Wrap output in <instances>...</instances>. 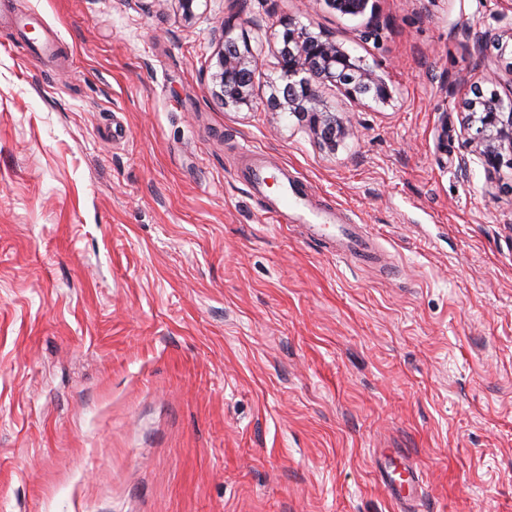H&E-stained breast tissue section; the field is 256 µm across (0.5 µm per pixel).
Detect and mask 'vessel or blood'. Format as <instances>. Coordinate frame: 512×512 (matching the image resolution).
<instances>
[{"label":"vessel or blood","mask_w":512,"mask_h":512,"mask_svg":"<svg viewBox=\"0 0 512 512\" xmlns=\"http://www.w3.org/2000/svg\"><path fill=\"white\" fill-rule=\"evenodd\" d=\"M247 163L240 176L253 194H262L270 174L252 147H245ZM270 213L300 224L309 238L322 242L329 252L369 263L375 259L378 243L368 237L362 225L340 224L333 211L313 204L300 178L287 177L280 183L277 200L271 201ZM381 480L393 498H401L402 488H417L420 476L413 468H406L403 479H395L392 470H383Z\"/></svg>","instance_id":"1"}]
</instances>
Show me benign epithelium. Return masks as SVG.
Instances as JSON below:
<instances>
[{
  "label": "benign epithelium",
  "mask_w": 512,
  "mask_h": 512,
  "mask_svg": "<svg viewBox=\"0 0 512 512\" xmlns=\"http://www.w3.org/2000/svg\"><path fill=\"white\" fill-rule=\"evenodd\" d=\"M372 0H326L341 15L363 16ZM277 50L282 86L271 101L272 108L290 112L306 122L309 130L327 144L336 145L343 125L322 99L328 83L341 89L352 101L369 97L385 104L392 98L386 80L375 70L352 57L344 44L327 35H315L291 22L283 24ZM243 44L224 38L217 52L216 71L211 76L213 96L226 107L250 105L251 87L258 57L247 38ZM468 112L464 134L474 146L473 154L488 172L512 168V97L503 99L496 92L473 90L464 102Z\"/></svg>",
  "instance_id": "benign-epithelium-1"
}]
</instances>
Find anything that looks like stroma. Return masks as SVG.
Listing matches in <instances>:
<instances>
[{"label": "stroma", "instance_id": "35a3bbf8", "mask_svg": "<svg viewBox=\"0 0 512 512\" xmlns=\"http://www.w3.org/2000/svg\"><path fill=\"white\" fill-rule=\"evenodd\" d=\"M227 22L260 61L237 109L209 93ZM288 22L392 90L326 91L335 148L270 107ZM510 26L492 0H0V512H512V169L461 132ZM244 145L389 268L277 222ZM370 6L371 16L374 15V0H326L331 9L341 15L364 16ZM242 154L248 158V161L244 168L240 170L241 178L254 195L263 194V187L274 176L267 171L266 165L257 158L258 152L252 147H244Z\"/></svg>", "mask_w": 512, "mask_h": 512}]
</instances>
